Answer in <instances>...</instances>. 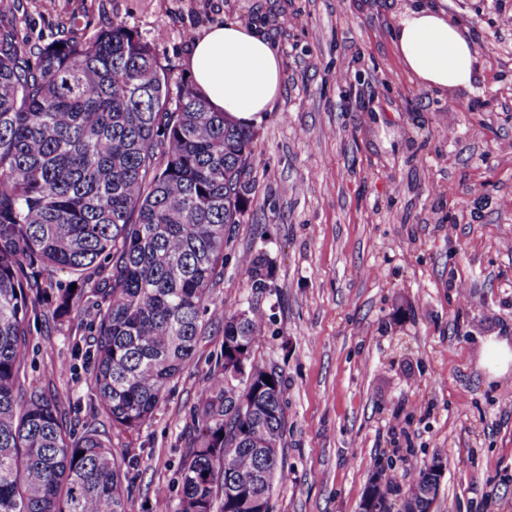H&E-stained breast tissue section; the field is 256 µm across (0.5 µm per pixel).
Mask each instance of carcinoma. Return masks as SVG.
Masks as SVG:
<instances>
[{
    "mask_svg": "<svg viewBox=\"0 0 512 512\" xmlns=\"http://www.w3.org/2000/svg\"><path fill=\"white\" fill-rule=\"evenodd\" d=\"M253 138L193 86L171 93L150 44L122 21L59 48L0 41V512H127L133 459L95 428L73 435L56 395L26 384L31 323L70 322L86 303L91 337L72 352L95 412L126 431L150 425L205 316L221 323L173 512H256L246 499L273 496L288 473L285 415L281 376L251 361L263 315L211 309L226 231L254 189ZM248 266L250 288H268V255ZM238 356L241 379L229 370ZM444 469L436 458L403 488L378 472L366 494L384 512L393 495L403 512H429Z\"/></svg>",
    "mask_w": 512,
    "mask_h": 512,
    "instance_id": "obj_1",
    "label": "carcinoma"
}]
</instances>
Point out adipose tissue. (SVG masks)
<instances>
[{"mask_svg":"<svg viewBox=\"0 0 512 512\" xmlns=\"http://www.w3.org/2000/svg\"><path fill=\"white\" fill-rule=\"evenodd\" d=\"M394 40L405 69L424 85L445 91L472 83L477 52L445 11L405 9ZM188 64L212 110L244 126L261 122L281 91L280 58L272 42L238 21L205 29Z\"/></svg>","mask_w":512,"mask_h":512,"instance_id":"1","label":"adipose tissue"}]
</instances>
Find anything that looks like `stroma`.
I'll use <instances>...</instances> for the list:
<instances>
[{
	"label": "stroma",
	"instance_id": "35a3bbf8",
	"mask_svg": "<svg viewBox=\"0 0 512 512\" xmlns=\"http://www.w3.org/2000/svg\"><path fill=\"white\" fill-rule=\"evenodd\" d=\"M416 2L0 0V33L31 46L125 22L174 89L212 23L247 13L275 42L282 92L253 128L254 191L213 290L221 309L262 312L253 355L282 377L288 480L272 512H359L374 471L402 484L436 456L432 512H512V365L481 364L490 337L512 336V0H447L478 72L445 93L395 52L397 16ZM259 250L274 276L255 293L242 260ZM86 333L39 320L29 337L27 382L56 394L78 433L97 423L70 351ZM222 341L208 323L152 423L110 431L138 459L128 512H173Z\"/></svg>",
	"mask_w": 512,
	"mask_h": 512
}]
</instances>
